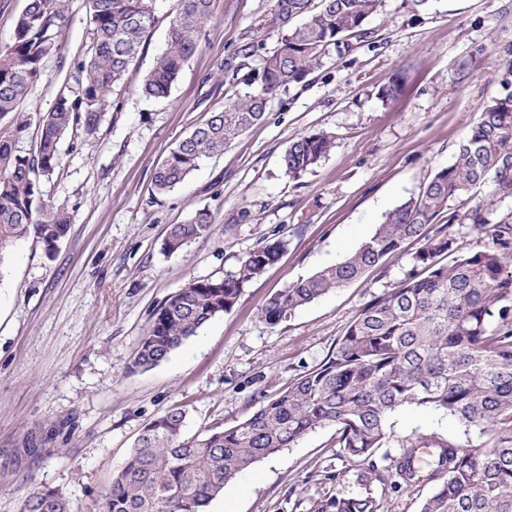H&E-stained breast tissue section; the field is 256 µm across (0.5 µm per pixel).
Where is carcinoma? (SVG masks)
<instances>
[{
  "label": "carcinoma",
  "mask_w": 512,
  "mask_h": 512,
  "mask_svg": "<svg viewBox=\"0 0 512 512\" xmlns=\"http://www.w3.org/2000/svg\"><path fill=\"white\" fill-rule=\"evenodd\" d=\"M68 0H28L11 42L0 47V118L13 132L0 136V271L14 243L31 237L52 255L68 234L69 213L47 204L41 183L60 166L59 145L81 129L96 132L107 94L124 77L156 27V0H88L92 42L77 67L79 92L60 95L34 117L19 109L41 79L44 61L59 50ZM216 0H177L165 48L144 76L142 95H169L195 52L200 29ZM384 0H275L276 19H302L261 58L258 88L227 103L195 128L155 169L152 183L168 192L221 155L260 122L278 91L306 80L331 48L347 38H368L367 21ZM30 149L18 146L30 127ZM335 147V138L310 132L294 140L281 159L294 180ZM491 182L487 197L464 213L450 202ZM512 196V94L482 107L454 161L387 212L383 222L342 261L273 294L262 309L277 325L328 292L381 265L416 239L422 273L366 305L313 370L292 379L277 397L241 423L202 434L184 433L186 410L175 406L151 421L102 495L103 512H207L224 487L257 461L296 445L318 427L336 428V446L358 467L360 490L339 489L346 473L324 476L331 489L300 498L301 512H390L374 483L386 482L375 456L390 458L389 486L435 484L420 512H512V223L492 222L497 197ZM446 223L436 226V220ZM212 216L193 211L166 230L163 250L176 252L207 235ZM470 224L488 243L456 254L447 228ZM288 246L279 238L252 249L222 277L190 279L154 310L132 367L143 371L172 352L213 318L237 304L245 286L275 264ZM422 407L458 420L462 442L435 435L398 436L392 418ZM19 512H75L58 488L27 492Z\"/></svg>",
  "instance_id": "1"
}]
</instances>
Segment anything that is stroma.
I'll list each match as a JSON object with an SVG mask.
<instances>
[{
    "instance_id": "35a3bbf8",
    "label": "stroma",
    "mask_w": 512,
    "mask_h": 512,
    "mask_svg": "<svg viewBox=\"0 0 512 512\" xmlns=\"http://www.w3.org/2000/svg\"><path fill=\"white\" fill-rule=\"evenodd\" d=\"M176 0H157V24L123 80L107 96L93 136L64 139L61 165L41 185L67 210L70 230L53 254L15 243L0 273V512L22 493L62 489L78 512H100L101 494L143 428L173 406L185 432L242 422L331 352L359 312L416 273L421 243L407 241L381 267L330 291L280 324L268 298L354 252L383 214L418 193L453 159L482 105L512 92L503 63L512 50V0H386L369 19L368 41L331 51L306 82L278 92L264 119L224 154L203 161L178 188L156 193L152 177L170 150L210 113L247 92L228 62L252 41L273 50L288 26L274 0H217L168 98L146 100L145 74L162 49ZM87 0H68L61 49L23 104L36 114L60 94L76 95L77 64L90 45ZM391 97H383L386 87ZM312 131L335 148L296 180L281 158ZM208 209L212 231L168 254V225ZM287 238L277 263L158 366L133 369L151 314L193 277H220L252 249ZM399 435L464 440L453 418L409 407ZM353 464L336 431L315 429L255 463L224 488L208 512H295L326 491L322 477Z\"/></svg>"
}]
</instances>
